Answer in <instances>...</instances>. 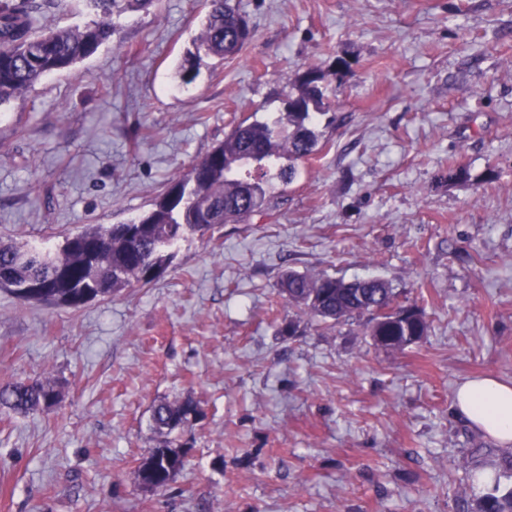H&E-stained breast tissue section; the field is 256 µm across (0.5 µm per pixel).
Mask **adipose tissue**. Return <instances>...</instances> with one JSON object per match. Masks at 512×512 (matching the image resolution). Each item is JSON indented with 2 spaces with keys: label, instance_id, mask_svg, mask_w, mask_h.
<instances>
[{
  "label": "adipose tissue",
  "instance_id": "obj_1",
  "mask_svg": "<svg viewBox=\"0 0 512 512\" xmlns=\"http://www.w3.org/2000/svg\"><path fill=\"white\" fill-rule=\"evenodd\" d=\"M454 408L474 428L512 444V383L492 377L466 381L457 389Z\"/></svg>",
  "mask_w": 512,
  "mask_h": 512
}]
</instances>
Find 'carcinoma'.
I'll use <instances>...</instances> for the list:
<instances>
[{"label":"carcinoma","mask_w":512,"mask_h":512,"mask_svg":"<svg viewBox=\"0 0 512 512\" xmlns=\"http://www.w3.org/2000/svg\"><path fill=\"white\" fill-rule=\"evenodd\" d=\"M95 16L81 27L46 28L40 24L54 0H0V106L23 95L43 78L72 68L93 55L116 34L112 18L127 10L149 9L154 0H90ZM237 0H209L195 50L187 51L179 68L181 80L198 75L200 54L224 61L251 43L253 30ZM351 64L338 57L328 69L311 67L299 75L283 100V111L272 119L243 120L224 141L191 169L165 183L152 207L139 216L135 235L109 227H90L67 237L60 250L0 244V290L27 303L78 308L115 295L136 284L159 280L174 258L172 249L193 236L211 235L218 225L243 223L272 205L276 184L289 185L299 176L298 163L321 150L324 132L316 113L323 105L321 83L342 77ZM39 281L33 294L23 285ZM288 304L331 329L350 319H366L375 344L403 350L427 335L423 310L402 304L389 281L381 277L343 278L289 271L279 283ZM58 399L51 382L0 384V409L26 415L48 410ZM193 401H160L152 408L151 430L166 436L151 449L137 472L146 491L165 490L184 466L183 447L174 433L190 424ZM458 512H512V487L495 477L470 510L463 501Z\"/></svg>","instance_id":"obj_1"}]
</instances>
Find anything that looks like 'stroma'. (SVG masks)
Segmentation results:
<instances>
[{"label": "stroma", "mask_w": 512, "mask_h": 512, "mask_svg": "<svg viewBox=\"0 0 512 512\" xmlns=\"http://www.w3.org/2000/svg\"><path fill=\"white\" fill-rule=\"evenodd\" d=\"M239 2L252 42L192 83L177 68L206 0H156L0 107V242L56 248L148 210L298 73L351 63L327 80L326 147L268 213L78 310L0 291V384L59 392L0 411V512H456L505 451L452 404L467 379L512 382V0ZM287 269L384 278L428 334L390 351L323 328L279 296ZM186 399L188 463L143 490L151 407ZM58 399V392L50 381L10 382L0 384V409L26 415L38 410H48Z\"/></svg>", "instance_id": "1"}]
</instances>
